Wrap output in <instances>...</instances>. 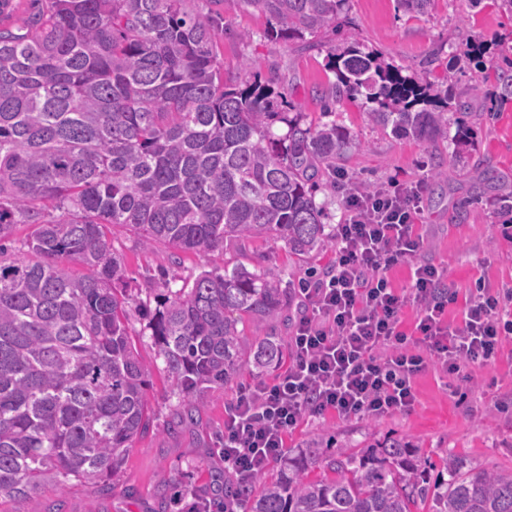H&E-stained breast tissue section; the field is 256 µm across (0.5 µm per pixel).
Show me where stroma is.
<instances>
[{
	"instance_id": "obj_1",
	"label": "stroma",
	"mask_w": 512,
	"mask_h": 512,
	"mask_svg": "<svg viewBox=\"0 0 512 512\" xmlns=\"http://www.w3.org/2000/svg\"><path fill=\"white\" fill-rule=\"evenodd\" d=\"M224 33L218 54L224 61V79L244 84L277 77L287 101L301 112L305 123L322 122L318 88L332 82L330 56L361 43L386 61L411 71L430 72L432 80L449 76L450 59L463 54L468 44L481 51L466 72L453 76L459 98L465 99L470 134L465 142L455 137L429 143L413 137H394L367 118L364 100L345 96L336 103L340 120L356 145L341 166L348 176L376 186L421 185L422 211L417 229L423 238L422 261L444 266L449 287L458 300L449 305V323H460L469 288L480 285L495 292L512 288V238L502 233L506 218L492 206L500 188L512 189V98L504 99L494 78L495 67L512 64V14L498 0H433L423 15L398 11L395 0H350L336 31L307 38L306 42H275L265 38V15L240 11L224 4ZM249 32V41L239 32ZM438 57L429 70L426 61ZM479 77V99L468 96L472 77ZM453 169L452 180L434 185L435 165ZM494 171L498 184H488L485 171ZM112 246L123 260L133 301L130 324L140 331L145 311L156 306V291L163 285L181 287L201 270L223 269L246 258L249 269L270 270L282 279L298 282L306 268L326 274L336 259L335 249L300 261L285 241L257 239L246 247L230 245L209 252H186L172 262L163 245L146 250L132 234L115 229ZM138 350L151 370L147 399L154 416L150 432L130 448L121 476L108 486L100 483L50 482L34 498L22 500L0 493V512H157L167 502L168 512H187L193 498L188 491L209 485L224 468L219 443L224 436V408L238 388L257 381L274 382L277 372L255 374L243 367L237 388L210 395L204 408L187 425L176 422L178 403L171 380L156 361L153 350ZM469 380H449L428 368L415 380L417 404L408 413L378 418L341 419L328 413L303 417L287 438L295 449L319 436H336L347 447L359 449L389 437H404L422 453L439 461L454 453L477 460L486 468L512 466V338L505 339L495 362L475 366Z\"/></svg>"
}]
</instances>
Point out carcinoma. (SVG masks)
<instances>
[{
    "instance_id": "cac0c4a2",
    "label": "carcinoma",
    "mask_w": 512,
    "mask_h": 512,
    "mask_svg": "<svg viewBox=\"0 0 512 512\" xmlns=\"http://www.w3.org/2000/svg\"><path fill=\"white\" fill-rule=\"evenodd\" d=\"M185 0H49L29 32L0 29V493L36 495L52 478L117 476L148 434L150 371L133 341L128 282L113 230L140 246L207 252L262 237L301 259L336 244L315 201L352 145L336 120L272 111L275 80L224 82V16ZM349 0H233L267 16L273 41L336 30ZM323 111L361 95L371 123L396 136L448 134L454 84H433L362 44L331 56ZM286 124L277 135L275 122ZM19 224L35 259L1 258ZM82 266L74 276L63 262ZM292 292L265 271H203L157 294L148 338L193 421L209 393L251 364L274 371L277 321ZM314 469L323 471L310 478ZM198 496L233 512H512V468L450 453L436 464L405 438L359 450L322 437L288 455L273 480L224 477Z\"/></svg>"
}]
</instances>
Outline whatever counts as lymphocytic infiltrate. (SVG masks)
Wrapping results in <instances>:
<instances>
[{
  "label": "lymphocytic infiltrate",
  "instance_id": "lymphocytic-infiltrate-1",
  "mask_svg": "<svg viewBox=\"0 0 512 512\" xmlns=\"http://www.w3.org/2000/svg\"><path fill=\"white\" fill-rule=\"evenodd\" d=\"M347 218L336 227L331 273L303 288L307 313L289 341L291 364L274 384L242 390L225 410L224 466L250 476L281 456L285 436L306 415L380 417L412 410L414 380L428 367L461 378L495 361L512 336V289L470 292L462 321L444 319L457 291L445 271L417 262L419 187L349 193ZM416 260L409 288L397 292L388 270ZM415 303L413 334L400 328L401 310Z\"/></svg>",
  "mask_w": 512,
  "mask_h": 512
}]
</instances>
